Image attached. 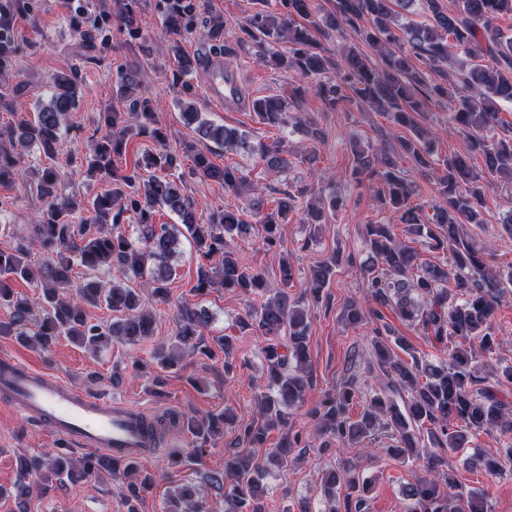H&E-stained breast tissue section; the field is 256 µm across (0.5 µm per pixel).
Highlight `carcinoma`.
I'll return each mask as SVG.
<instances>
[{
  "mask_svg": "<svg viewBox=\"0 0 512 512\" xmlns=\"http://www.w3.org/2000/svg\"><path fill=\"white\" fill-rule=\"evenodd\" d=\"M265 2L256 0L260 7L246 17L240 31L258 48L266 67L293 71L299 79L286 98L253 100L258 122L287 128L290 109L299 107L312 92L331 110L367 107L395 128L405 129L407 135L391 149L350 140V180L374 188L377 203L405 225L407 234L449 254L441 262L424 260L397 237L394 225H364L367 255L360 264L368 288L364 301L392 307L402 320L432 338L442 357L431 360L400 336L376 341L377 365L390 378L387 390L373 395L356 418L349 416L357 396L354 384L325 394L317 409L321 432L350 445L380 429L389 430L395 440L390 448L394 457L424 460L430 477L402 488L406 512H491L485 495L465 489L446 457L470 447L483 432L512 433V401L503 390L504 384H512V364L499 360L493 367L489 364L497 345L491 318L505 288L512 287V271L503 274L487 267L482 258L485 247L466 233V225L483 223L487 190L500 178L512 179V129L500 132L498 120L500 106L512 104V32L498 24L502 16L512 15V0H454L451 8L443 0H421L429 22L420 26L397 23L394 10L397 5L406 11L416 0H331L328 9L315 6L313 0H281V13L263 8ZM113 5L116 19L136 41L138 52L150 56V45L140 31L143 0H113ZM26 8V0H0V78L13 67L16 20ZM162 9L170 50L179 63L174 86L184 102V119L198 123L206 141L226 149L247 146L246 132L202 119L191 84L181 78L197 67L182 46L193 31L194 5L189 0H164ZM348 32L380 54L382 64L356 48L336 61L320 52L319 37H342ZM226 35L223 17L211 15L206 36L215 53L229 50ZM283 42L288 44L286 53L277 49ZM138 79L133 68L121 71L115 95L128 102L127 111L104 113L105 132L80 161L89 178L108 184L89 202L63 191V173L55 165L69 114L76 109V73L54 79L47 101L37 105L32 120L0 127V186L23 181L42 203L28 235L0 248V306L11 313V320L0 324V335L43 350L65 337L92 353L112 340L134 345L147 339L154 333L156 316L142 293L121 284L108 286L99 273L119 265L144 280L151 299L164 302L175 275L171 260L180 253L184 237L203 259L194 291L204 294L224 288L261 298L257 308L239 319L242 329L257 328L268 339L263 349L265 391L256 397L260 420L241 430L243 442L261 448L271 431L286 428L284 406L303 400L307 390L311 321L300 301L288 293L293 267L281 264L274 286L263 273L251 269L233 243L251 235L255 225L243 219L242 211L229 207L208 224L196 223L184 191L185 177L216 182L225 193L246 200L257 210L267 249L281 246V226L298 209L304 190L286 192L275 208L266 211L257 197L259 187L241 170L215 165L210 147L199 141L183 144L192 165L188 172L173 175L178 158L168 149L154 102L130 96ZM433 103L448 106L454 130L466 139L468 154L443 160L434 177L437 203L432 213L421 215L410 205L418 186L406 177L400 159L407 158L423 176L434 170L435 137L426 123L428 105ZM141 137L152 139L157 149L142 154L133 170L125 173L118 163L131 140ZM30 147L46 163L25 172L21 152ZM253 151L278 176H288L303 161L281 141L260 144ZM471 154L482 156L484 170L471 166ZM340 205L334 192L321 197L306 205L302 223L314 234ZM162 207L177 215L181 224L155 223L156 209ZM84 211L90 217L75 223ZM126 219L135 222L133 238L122 231ZM33 242L43 251L36 264L29 247ZM339 262L337 254L312 269L307 281L312 301L322 298ZM76 266L85 271L78 284L72 276ZM34 279L42 283L40 295H15L13 283ZM87 305L103 306L115 313V319L94 321L86 313ZM369 315L354 300L344 310V320L351 326ZM210 322L204 307L183 304L174 333L156 347L153 361L164 370L176 366V358L186 350L212 357L213 349L201 346ZM213 343L224 353V374L232 373L233 337L215 336ZM396 347L410 361L398 358ZM181 420L196 442V454L202 455L205 446L235 422V416L226 409L205 416L184 413ZM172 422L164 416L149 420V444L143 452L155 450ZM300 444L299 434L286 432L264 462L249 451L232 452L202 481L171 482L164 490V500L173 506L169 512H203L210 489L222 492L224 512H266L265 468L287 465ZM103 472L125 482L126 512H141L144 495L155 487V479L141 475L136 461L110 453L76 458L65 447L46 461L36 456L23 459L13 486L0 487V499L13 497L22 504L35 490L45 494L52 487L78 489ZM369 491V481L360 477L355 463L327 473L321 484L329 512H366Z\"/></svg>",
  "mask_w": 512,
  "mask_h": 512,
  "instance_id": "1",
  "label": "carcinoma"
}]
</instances>
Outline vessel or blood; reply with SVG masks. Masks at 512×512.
Returning <instances> with one entry per match:
<instances>
[{"instance_id":"1","label":"vessel or blood","mask_w":512,"mask_h":512,"mask_svg":"<svg viewBox=\"0 0 512 512\" xmlns=\"http://www.w3.org/2000/svg\"><path fill=\"white\" fill-rule=\"evenodd\" d=\"M0 393L12 407L38 421L75 446L137 458L147 441L140 410L87 395L43 372L5 360L0 365Z\"/></svg>"}]
</instances>
